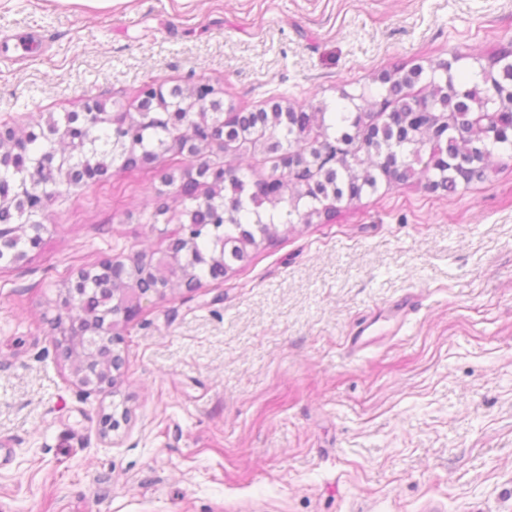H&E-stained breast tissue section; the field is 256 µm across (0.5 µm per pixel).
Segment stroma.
<instances>
[{
  "instance_id": "35a3bbf8",
  "label": "stroma",
  "mask_w": 512,
  "mask_h": 512,
  "mask_svg": "<svg viewBox=\"0 0 512 512\" xmlns=\"http://www.w3.org/2000/svg\"><path fill=\"white\" fill-rule=\"evenodd\" d=\"M0 125L145 82L219 81L224 105L330 102L337 85L512 43V0H0ZM159 178L71 187L43 244L0 263V512H512V161L456 194L363 195L223 282L148 298L115 389L55 350L62 282L161 251ZM417 308L395 322V303ZM365 320L377 342L351 353ZM125 413L103 434L101 418ZM75 370V368H74ZM77 381L84 387H91L92 390L102 391L105 388H111L116 381V376L111 374L107 368L95 372L84 371V374H78L75 370ZM112 382V385H110Z\"/></svg>"
}]
</instances>
